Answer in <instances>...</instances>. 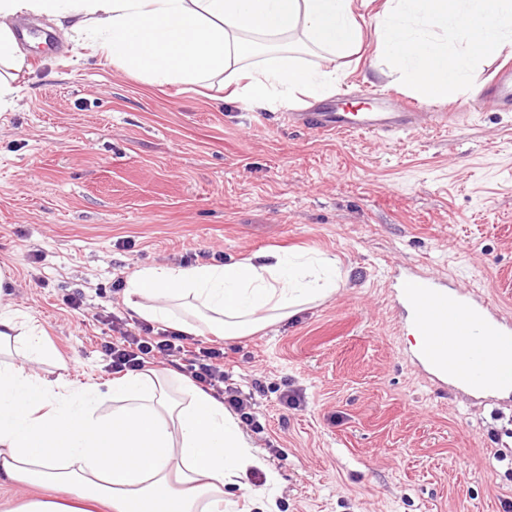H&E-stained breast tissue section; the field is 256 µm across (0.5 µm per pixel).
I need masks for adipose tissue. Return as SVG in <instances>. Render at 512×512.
Masks as SVG:
<instances>
[{
	"instance_id": "obj_1",
	"label": "adipose tissue",
	"mask_w": 512,
	"mask_h": 512,
	"mask_svg": "<svg viewBox=\"0 0 512 512\" xmlns=\"http://www.w3.org/2000/svg\"><path fill=\"white\" fill-rule=\"evenodd\" d=\"M372 0H0V112L12 109L26 65L10 21H66L75 38L147 83L223 78L229 97L273 109L319 99L335 71L308 56L342 58L363 43ZM342 279L320 252L269 251L241 261L143 267L124 283L139 319L231 340L294 318ZM0 267V485L48 488L12 512H225L224 487L264 468L237 417L176 368L144 369L71 387L38 364L65 369L44 330L13 301Z\"/></svg>"
}]
</instances>
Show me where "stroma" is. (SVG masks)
Masks as SVG:
<instances>
[{
    "instance_id": "35a3bbf8",
    "label": "stroma",
    "mask_w": 512,
    "mask_h": 512,
    "mask_svg": "<svg viewBox=\"0 0 512 512\" xmlns=\"http://www.w3.org/2000/svg\"><path fill=\"white\" fill-rule=\"evenodd\" d=\"M27 66L0 112V266L76 385L108 391L102 346L112 285L138 268L239 261L277 249L336 259L342 283L297 317L224 343L230 384L253 392L249 438L276 477L279 512H505L512 403L450 390L413 360L387 286L416 263L512 310V108L469 109L473 90L428 104L453 128L383 137L317 134L278 111L147 85L46 16L20 15ZM333 61L338 96L398 111L408 89L376 54ZM52 35L58 54L45 50ZM381 78L365 80L369 67ZM81 296V310L68 297ZM264 390L254 393V382ZM304 405L285 408L284 388Z\"/></svg>"
}]
</instances>
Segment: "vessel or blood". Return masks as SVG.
<instances>
[{
  "label": "vessel or blood",
  "instance_id": "1",
  "mask_svg": "<svg viewBox=\"0 0 512 512\" xmlns=\"http://www.w3.org/2000/svg\"><path fill=\"white\" fill-rule=\"evenodd\" d=\"M481 101L512 105V62L503 63L477 95ZM419 105L404 100L397 112H291L287 118L319 132L380 135L414 129ZM397 303L408 329L423 336L420 361L452 381L453 389L476 395L512 393V365L495 354L512 355V312L473 290L418 268H406Z\"/></svg>",
  "mask_w": 512,
  "mask_h": 512
}]
</instances>
